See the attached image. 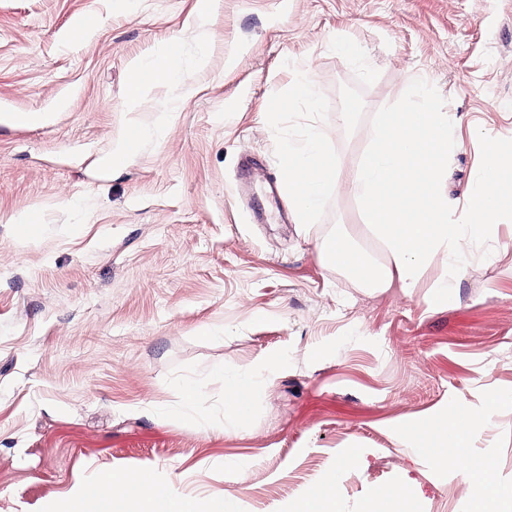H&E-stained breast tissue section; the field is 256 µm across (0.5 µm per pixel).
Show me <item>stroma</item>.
<instances>
[{
    "instance_id": "stroma-1",
    "label": "stroma",
    "mask_w": 512,
    "mask_h": 512,
    "mask_svg": "<svg viewBox=\"0 0 512 512\" xmlns=\"http://www.w3.org/2000/svg\"><path fill=\"white\" fill-rule=\"evenodd\" d=\"M195 5L0 0V512H64L108 468L228 512H291L331 477L344 512L398 485L417 512H465L474 482L398 428L498 397L471 453L512 483V223L436 305L434 271L380 290L321 263L336 225L386 258L344 189L307 231L266 186L309 125L347 176L422 78L462 118L443 188L465 200L479 133L512 138V0H219L202 24ZM164 44L181 80L125 115L131 64ZM301 70L316 106L288 99ZM127 116L145 136L115 171ZM228 371L251 384L242 419Z\"/></svg>"
}]
</instances>
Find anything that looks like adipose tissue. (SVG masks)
<instances>
[{"label": "adipose tissue", "mask_w": 512, "mask_h": 512, "mask_svg": "<svg viewBox=\"0 0 512 512\" xmlns=\"http://www.w3.org/2000/svg\"><path fill=\"white\" fill-rule=\"evenodd\" d=\"M179 75V61L172 47L160 48L152 58L137 63L127 94V109L135 111L140 102L157 85ZM283 188L293 202L297 223H309L327 197L330 186L338 180L335 154L328 151L317 127H309L297 139L285 140L280 154ZM479 415L462 404L442 422L440 431H418L416 424H403L406 435H420L424 443L449 448L453 459L480 483L471 500L472 512H512V486L484 480L494 466L492 458L474 459L469 453L470 437ZM135 512H224V500L212 498L207 506L176 495L146 476L131 471H100L92 483L79 486L69 496L65 512H124L126 505Z\"/></svg>", "instance_id": "ef3b65f1"}]
</instances>
